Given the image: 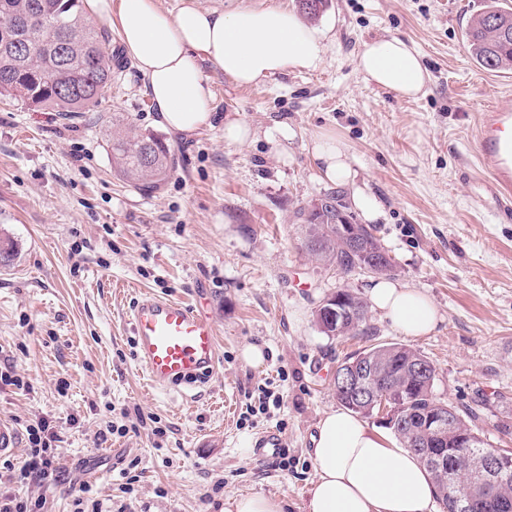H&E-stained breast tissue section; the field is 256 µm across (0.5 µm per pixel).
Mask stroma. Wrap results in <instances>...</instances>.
Returning a JSON list of instances; mask_svg holds the SVG:
<instances>
[{"instance_id": "stroma-1", "label": "stroma", "mask_w": 512, "mask_h": 512, "mask_svg": "<svg viewBox=\"0 0 512 512\" xmlns=\"http://www.w3.org/2000/svg\"><path fill=\"white\" fill-rule=\"evenodd\" d=\"M491 0H329L332 28L314 71L288 70L247 88L205 63L213 126L162 137L176 166L151 194L112 168L113 116L156 130L145 80L116 25L124 66L88 112H55L0 96V237L15 249L0 266V418L21 430L9 461L21 467L24 429L47 418L61 437L52 478L19 485L72 512L88 487L105 512H223L225 496L262 493L305 512L315 478L311 437L338 408L333 370L348 354L397 342L436 369L434 394L475 409L484 441L512 448V222L472 199L473 145L487 108L512 109V70L490 72L469 55L463 28ZM398 36L422 54V95L400 99L365 80L366 42ZM254 131L226 143L224 118ZM320 132L345 140L356 184L383 214L376 235L394 257V280L425 293L443 317L409 337L370 311L364 333L328 336L314 323L339 288L365 294L370 275L343 277L301 248L297 211L329 190L312 164ZM181 298L213 321L219 363L205 383L159 392L136 358L130 312L142 293ZM266 359L243 362L244 346ZM152 428L131 432L122 409ZM275 430L280 454L255 440ZM130 488H123L124 477Z\"/></svg>"}]
</instances>
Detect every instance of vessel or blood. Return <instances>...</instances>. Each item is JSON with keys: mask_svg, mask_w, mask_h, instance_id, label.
Segmentation results:
<instances>
[{"mask_svg": "<svg viewBox=\"0 0 512 512\" xmlns=\"http://www.w3.org/2000/svg\"><path fill=\"white\" fill-rule=\"evenodd\" d=\"M475 155L485 172L480 184L512 212V111L491 107L482 114ZM137 359L146 379L157 388L190 385L212 374L219 361L220 341L213 323L193 305L143 294L131 314Z\"/></svg>", "mask_w": 512, "mask_h": 512, "instance_id": "b4317fda", "label": "vessel or blood"}]
</instances>
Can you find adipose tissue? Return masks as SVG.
<instances>
[{
	"label": "adipose tissue",
	"instance_id": "1",
	"mask_svg": "<svg viewBox=\"0 0 512 512\" xmlns=\"http://www.w3.org/2000/svg\"><path fill=\"white\" fill-rule=\"evenodd\" d=\"M159 0H87L91 13L118 22L122 43L147 80L156 121L178 133L211 125L213 91L203 62L217 65L238 87H249L288 70H314L329 40L327 28L279 7L218 11L184 0L168 15ZM365 80L399 98H412L425 86L420 52L398 37L366 43L357 58ZM309 152L319 177L352 186L353 206L368 222L381 210L354 185L348 144L318 134ZM370 301L390 324L408 336L435 331L441 316L424 293L397 281H373ZM309 456L315 479L306 512H432L437 488L417 457L346 409L319 420Z\"/></svg>",
	"mask_w": 512,
	"mask_h": 512
}]
</instances>
